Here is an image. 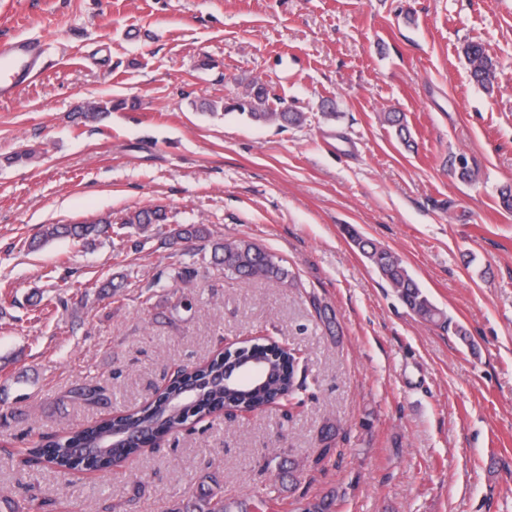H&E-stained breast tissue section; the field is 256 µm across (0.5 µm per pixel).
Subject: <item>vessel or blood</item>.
<instances>
[{"mask_svg": "<svg viewBox=\"0 0 512 512\" xmlns=\"http://www.w3.org/2000/svg\"><path fill=\"white\" fill-rule=\"evenodd\" d=\"M44 43L36 38L0 40V101L17 97L41 71Z\"/></svg>", "mask_w": 512, "mask_h": 512, "instance_id": "obj_1", "label": "vessel or blood"}]
</instances>
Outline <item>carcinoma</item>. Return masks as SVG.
Returning a JSON list of instances; mask_svg holds the SVG:
<instances>
[{
    "label": "carcinoma",
    "instance_id": "carcinoma-1",
    "mask_svg": "<svg viewBox=\"0 0 512 512\" xmlns=\"http://www.w3.org/2000/svg\"><path fill=\"white\" fill-rule=\"evenodd\" d=\"M462 52L470 66L473 82L484 89L492 87L496 65L486 53L484 46L468 42ZM120 107L110 101L91 104L82 108L77 119L85 123L96 119L103 112ZM229 109L245 115L259 124L276 123L279 126L297 125L304 121L301 112H290L288 107L277 109L268 102L265 86L258 82L248 85L246 92L238 97ZM384 122L396 130L402 140H407L408 128L403 114L387 112ZM168 221L167 213L159 208L140 210L126 217L122 224H162ZM112 229V221L100 220L94 223L51 224L33 238L29 248L37 250L45 243L62 236L79 240L99 238ZM202 226L176 225L170 231L172 240L184 241L189 238L207 236ZM347 234L359 253L378 272L383 280L395 289L400 302L420 320L448 326L445 313L430 300L421 285L400 259L389 249L382 247L361 235L356 229L347 227ZM214 259L224 264V272L230 276L247 279L275 280L292 283L288 270L280 261L259 244L246 239L231 242H215L212 245ZM242 359H255L266 370L264 383L243 386L227 382L220 386L213 383L225 368ZM297 386L294 378V355L277 342L259 338L238 349L213 356L208 362L195 367L181 378L175 379L158 391L150 400L131 410L108 415L64 434L43 437L41 441L26 449L27 463L33 464L45 458L61 472L95 470L108 472L131 464L142 448L154 446L167 435L177 431L188 421L205 416L216 410L227 408L231 412H253L263 409L276 399L296 398ZM76 399L89 406L108 403L105 389L85 384L73 391ZM124 429L131 440L127 444L105 449L92 457H79L77 448H94L102 442L112 441V432ZM339 494L332 492L322 498L303 499L298 502L297 512H333ZM279 502L274 496H263L248 506L241 500L226 501L224 497L205 492L186 505L187 512H277Z\"/></svg>",
    "mask_w": 512,
    "mask_h": 512
}]
</instances>
